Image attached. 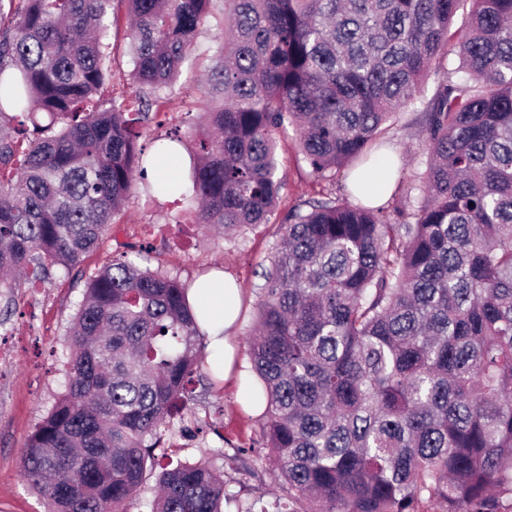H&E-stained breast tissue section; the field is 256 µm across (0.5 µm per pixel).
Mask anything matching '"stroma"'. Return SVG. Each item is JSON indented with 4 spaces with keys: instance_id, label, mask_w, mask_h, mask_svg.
I'll return each instance as SVG.
<instances>
[{
    "instance_id": "obj_1",
    "label": "stroma",
    "mask_w": 512,
    "mask_h": 512,
    "mask_svg": "<svg viewBox=\"0 0 512 512\" xmlns=\"http://www.w3.org/2000/svg\"><path fill=\"white\" fill-rule=\"evenodd\" d=\"M108 41L112 48L111 77L101 93L127 97L129 111H140V101L133 97L130 84L134 61L125 27L111 28ZM223 43L224 0H212L191 56L183 63L176 82L159 90V111L149 112L142 124L140 145L145 153H152L156 139L174 133L181 138L183 150L193 148L196 130L206 121L202 78ZM276 141L283 179L276 215L270 223L250 230L242 241L233 243L222 234L204 231L194 209L175 197L148 193L138 186L118 224L106 233L103 246L85 260L80 272L45 281L25 280L11 297L0 298V512H47L46 500L23 477L25 442L68 380L65 333L82 298L86 278L123 252L126 233L132 229L147 235L150 268H162L185 284L219 269L233 278L241 291L240 318L226 331L236 365L228 379H216L206 371L190 385L184 419L190 433L174 438L177 459L211 461L223 472L226 488L243 500L280 492L282 479L271 460L248 457L233 463L224 459L226 453L250 447L260 438V415L247 411L244 386L256 379L249 362V332L256 319L262 271L281 232V214L316 198L325 188L344 189L350 171L341 168L333 181H319L303 160L294 131L277 134ZM381 149L393 153L399 163L386 209L413 208L417 202L414 176L428 157L419 109L401 112Z\"/></svg>"
}]
</instances>
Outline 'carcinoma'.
Returning a JSON list of instances; mask_svg holds the SVG:
<instances>
[{"instance_id":"1","label":"carcinoma","mask_w":512,"mask_h":512,"mask_svg":"<svg viewBox=\"0 0 512 512\" xmlns=\"http://www.w3.org/2000/svg\"><path fill=\"white\" fill-rule=\"evenodd\" d=\"M211 2L0 0V288L81 266L138 180L241 236L270 222L283 186L275 133L293 128L327 180L419 103L429 158L412 212L326 191L281 218L250 351L261 443L237 452L272 459L283 488L237 512H512V0H224L216 107L182 192L161 167L179 139L144 157L123 103L97 97L103 39L126 4L131 85L154 92ZM142 253L87 281L65 392L26 441L49 512H134L207 363L189 286ZM156 484L152 512L232 501L204 461Z\"/></svg>"}]
</instances>
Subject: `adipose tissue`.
Returning a JSON list of instances; mask_svg holds the SVG:
<instances>
[{
	"label": "adipose tissue",
	"instance_id": "adipose-tissue-1",
	"mask_svg": "<svg viewBox=\"0 0 512 512\" xmlns=\"http://www.w3.org/2000/svg\"><path fill=\"white\" fill-rule=\"evenodd\" d=\"M352 184L362 204H375L392 188L388 157H381L371 169L355 172ZM190 301L202 305L206 311L207 320L202 327L209 337L210 360L221 362L224 371H231L232 357L226 350L223 332L237 319L240 301L238 288L223 274L215 273L210 275L206 287L193 289Z\"/></svg>",
	"mask_w": 512,
	"mask_h": 512
}]
</instances>
